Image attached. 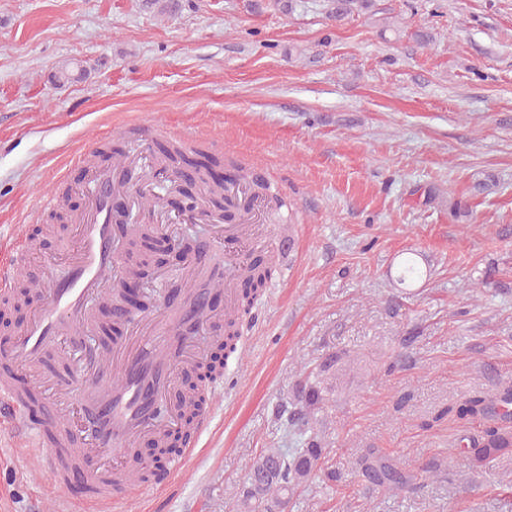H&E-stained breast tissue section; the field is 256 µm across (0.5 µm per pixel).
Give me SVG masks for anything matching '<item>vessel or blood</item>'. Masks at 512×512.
<instances>
[{
	"instance_id": "b4317fda",
	"label": "vessel or blood",
	"mask_w": 512,
	"mask_h": 512,
	"mask_svg": "<svg viewBox=\"0 0 512 512\" xmlns=\"http://www.w3.org/2000/svg\"><path fill=\"white\" fill-rule=\"evenodd\" d=\"M87 203L80 215L73 240L64 243L62 252L69 262L62 277L42 268L35 277L45 285L38 311L27 320L9 348L0 352V409L4 410L15 432L24 435L34 447L56 452L71 450L69 471L95 491L91 506L127 502L145 483L132 474L129 457L143 434L166 435L181 429L185 410L166 406L165 401L176 384L168 348L185 343L178 323L163 315L153 335L134 341L124 337L112 346L110 359L89 358L75 378L47 380L56 395V404H46L39 416H32L28 402L16 380L17 372L34 370L44 352L58 340L80 334L90 307L105 286L124 272L117 247L118 227L112 222V171L93 168L86 187ZM225 246L234 247V255L225 257L219 279L224 288L226 307L235 304V292L229 283L241 273L251 253L276 248L292 252L294 244L275 234L272 227L257 230L244 224H228ZM209 289L191 288L181 304V313L193 316L206 308ZM78 392L82 411L77 422L59 417L57 405L71 392ZM109 450L118 457L113 467L103 466L98 455ZM69 471L54 469L59 487H66Z\"/></svg>"
}]
</instances>
